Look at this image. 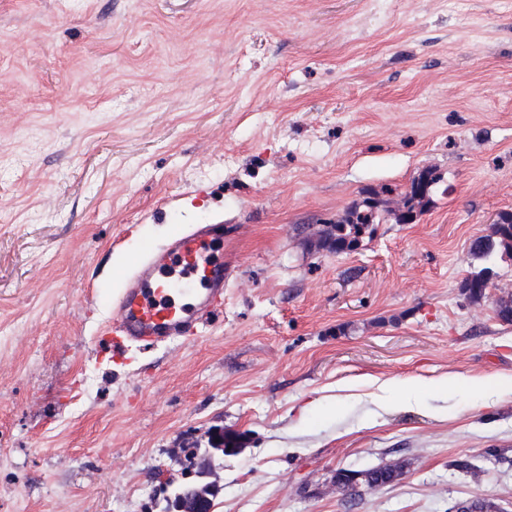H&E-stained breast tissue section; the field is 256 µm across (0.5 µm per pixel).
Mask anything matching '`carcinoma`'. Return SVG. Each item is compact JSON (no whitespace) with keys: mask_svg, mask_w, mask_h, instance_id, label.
<instances>
[{"mask_svg":"<svg viewBox=\"0 0 512 512\" xmlns=\"http://www.w3.org/2000/svg\"><path fill=\"white\" fill-rule=\"evenodd\" d=\"M441 177L426 169L414 177L410 190L401 194L399 206H390L387 195L393 189L384 187L369 197L354 203L344 218L329 226L325 233V243L336 252L352 251L363 241L365 235H371L378 224L393 221L408 224L422 215L432 203L433 187ZM472 259L484 263V266L469 272L463 281V290L473 302L481 300L490 280L491 268L487 263L498 255H506L512 260V213L500 215L495 224L494 236L477 237L469 248Z\"/></svg>","mask_w":512,"mask_h":512,"instance_id":"obj_1","label":"carcinoma"}]
</instances>
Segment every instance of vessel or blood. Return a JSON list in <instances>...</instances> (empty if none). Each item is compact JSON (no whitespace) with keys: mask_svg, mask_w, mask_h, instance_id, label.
I'll use <instances>...</instances> for the list:
<instances>
[{"mask_svg":"<svg viewBox=\"0 0 512 512\" xmlns=\"http://www.w3.org/2000/svg\"><path fill=\"white\" fill-rule=\"evenodd\" d=\"M230 271L224 264V227L200 224L160 252L135 262L112 308L118 345L144 347L199 335L210 314L224 307Z\"/></svg>","mask_w":512,"mask_h":512,"instance_id":"b4317fda","label":"vessel or blood"}]
</instances>
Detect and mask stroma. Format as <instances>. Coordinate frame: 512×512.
<instances>
[{"label":"stroma","instance_id":"35a3bbf8","mask_svg":"<svg viewBox=\"0 0 512 512\" xmlns=\"http://www.w3.org/2000/svg\"><path fill=\"white\" fill-rule=\"evenodd\" d=\"M441 177L355 251L309 240L366 192ZM512 0H0V512H512ZM224 224V310L116 349L130 258ZM416 376L433 390L378 399ZM240 435L199 474L193 448ZM405 473L351 508L330 477ZM468 461L469 470L455 468ZM494 237H477L469 248L472 259L491 262L499 254L512 260V213H504L495 224ZM491 271L489 266H482L477 270L470 271L464 279L463 290L470 301H479L484 297ZM195 483L188 482L180 484L171 489L172 494L178 493L174 496H166V508L163 512H205L210 498V508H213V494H207L201 489H194L190 493H179L192 488H201Z\"/></svg>","mask_w":512,"mask_h":512}]
</instances>
